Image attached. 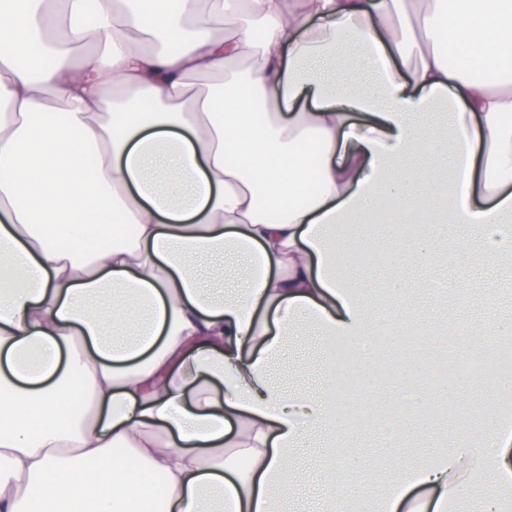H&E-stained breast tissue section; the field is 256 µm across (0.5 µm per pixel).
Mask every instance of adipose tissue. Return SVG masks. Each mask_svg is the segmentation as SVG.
Returning <instances> with one entry per match:
<instances>
[{"label": "adipose tissue", "instance_id": "1", "mask_svg": "<svg viewBox=\"0 0 512 512\" xmlns=\"http://www.w3.org/2000/svg\"><path fill=\"white\" fill-rule=\"evenodd\" d=\"M375 255L394 298L496 303L466 281L512 259V0H0V512H279L307 448L315 512H504L512 314L453 332L474 420L439 412L464 373L393 413ZM302 323L314 395L272 375ZM353 379L395 419L378 496Z\"/></svg>", "mask_w": 512, "mask_h": 512}]
</instances>
